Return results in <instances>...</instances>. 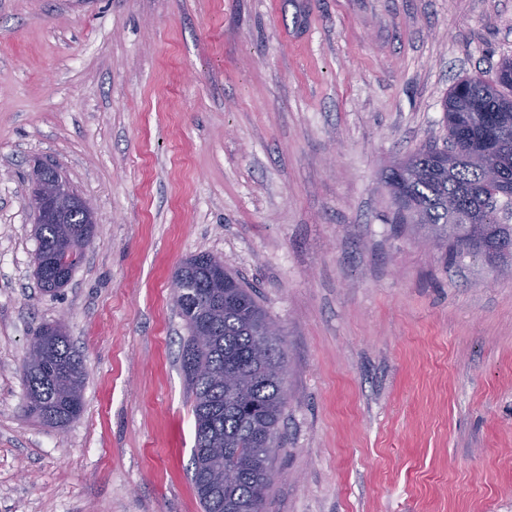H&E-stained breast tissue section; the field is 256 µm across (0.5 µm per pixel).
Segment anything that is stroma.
Wrapping results in <instances>:
<instances>
[{
	"label": "stroma",
	"mask_w": 512,
	"mask_h": 512,
	"mask_svg": "<svg viewBox=\"0 0 512 512\" xmlns=\"http://www.w3.org/2000/svg\"><path fill=\"white\" fill-rule=\"evenodd\" d=\"M512 0H0V512H203L171 277L219 256L284 334L266 512H512V273L391 224ZM96 213L43 294L35 160ZM63 322L84 411L24 416Z\"/></svg>",
	"instance_id": "obj_1"
}]
</instances>
